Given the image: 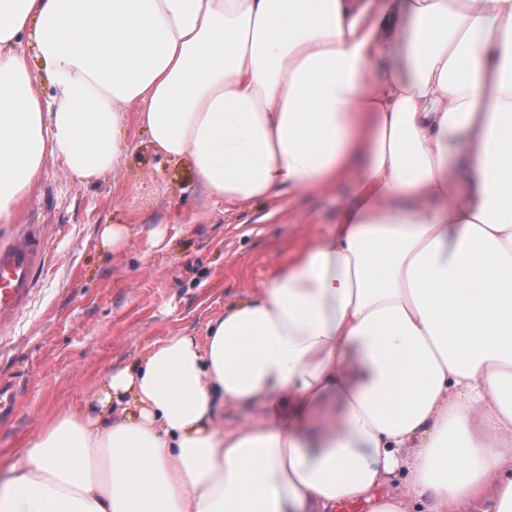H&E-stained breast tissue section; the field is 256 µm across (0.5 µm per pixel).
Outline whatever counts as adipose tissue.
Wrapping results in <instances>:
<instances>
[{"label": "adipose tissue", "mask_w": 512, "mask_h": 512, "mask_svg": "<svg viewBox=\"0 0 512 512\" xmlns=\"http://www.w3.org/2000/svg\"><path fill=\"white\" fill-rule=\"evenodd\" d=\"M133 105L225 210L348 193L54 416L0 512H335L398 471L374 512H512V0H0V223L46 157L116 168Z\"/></svg>", "instance_id": "adipose-tissue-1"}]
</instances>
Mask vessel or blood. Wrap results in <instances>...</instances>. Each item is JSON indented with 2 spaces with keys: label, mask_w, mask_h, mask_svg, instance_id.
<instances>
[{
  "label": "vessel or blood",
  "mask_w": 512,
  "mask_h": 512,
  "mask_svg": "<svg viewBox=\"0 0 512 512\" xmlns=\"http://www.w3.org/2000/svg\"><path fill=\"white\" fill-rule=\"evenodd\" d=\"M47 258V246L34 224L0 245V333L11 330L27 307Z\"/></svg>",
  "instance_id": "obj_1"
}]
</instances>
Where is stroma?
Segmentation results:
<instances>
[{"instance_id":"obj_1","label":"stroma","mask_w":512,"mask_h":512,"mask_svg":"<svg viewBox=\"0 0 512 512\" xmlns=\"http://www.w3.org/2000/svg\"><path fill=\"white\" fill-rule=\"evenodd\" d=\"M122 136V161L97 178L46 158L15 224H0V240L16 224L41 225L50 255L16 327L0 334V375L18 389L15 416L0 423V470L156 341L204 336L226 305L255 293L333 222L344 194L284 192L228 212L188 161L154 151L137 108ZM113 226L126 231L117 249L103 240Z\"/></svg>"}]
</instances>
